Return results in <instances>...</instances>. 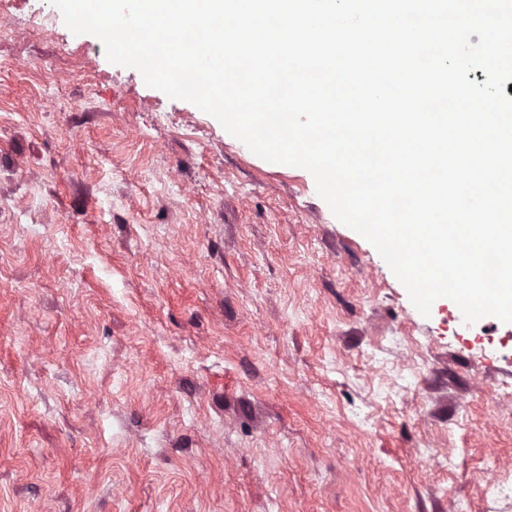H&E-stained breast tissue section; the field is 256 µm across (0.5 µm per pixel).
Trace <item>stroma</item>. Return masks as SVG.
I'll return each instance as SVG.
<instances>
[{
    "mask_svg": "<svg viewBox=\"0 0 512 512\" xmlns=\"http://www.w3.org/2000/svg\"><path fill=\"white\" fill-rule=\"evenodd\" d=\"M54 19L0 36V512H512V323Z\"/></svg>",
    "mask_w": 512,
    "mask_h": 512,
    "instance_id": "stroma-1",
    "label": "stroma"
}]
</instances>
